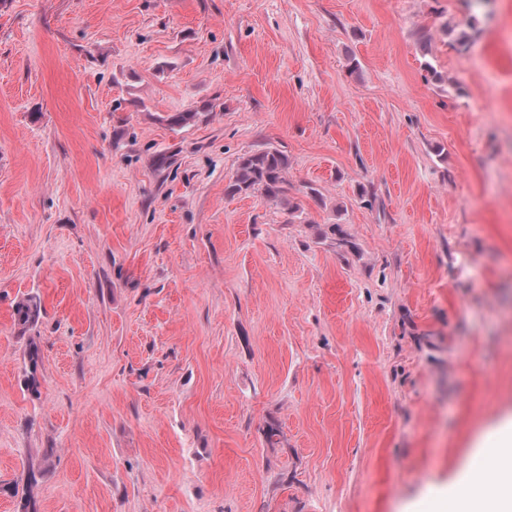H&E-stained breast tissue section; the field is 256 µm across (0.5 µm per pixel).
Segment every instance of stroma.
Segmentation results:
<instances>
[{
	"label": "stroma",
	"instance_id": "1",
	"mask_svg": "<svg viewBox=\"0 0 512 512\" xmlns=\"http://www.w3.org/2000/svg\"><path fill=\"white\" fill-rule=\"evenodd\" d=\"M511 416L512 0H0V512H426ZM287 156L278 149H266L239 158L233 180L227 187L232 194H260L269 201L288 195ZM43 313L42 301L37 295H27L19 301L14 309L15 323L20 327L22 332H26L39 321Z\"/></svg>",
	"mask_w": 512,
	"mask_h": 512
}]
</instances>
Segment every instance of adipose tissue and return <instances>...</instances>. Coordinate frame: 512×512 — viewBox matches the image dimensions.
<instances>
[{
	"instance_id": "1",
	"label": "adipose tissue",
	"mask_w": 512,
	"mask_h": 512,
	"mask_svg": "<svg viewBox=\"0 0 512 512\" xmlns=\"http://www.w3.org/2000/svg\"><path fill=\"white\" fill-rule=\"evenodd\" d=\"M433 512H512V419L473 449L448 501Z\"/></svg>"
}]
</instances>
